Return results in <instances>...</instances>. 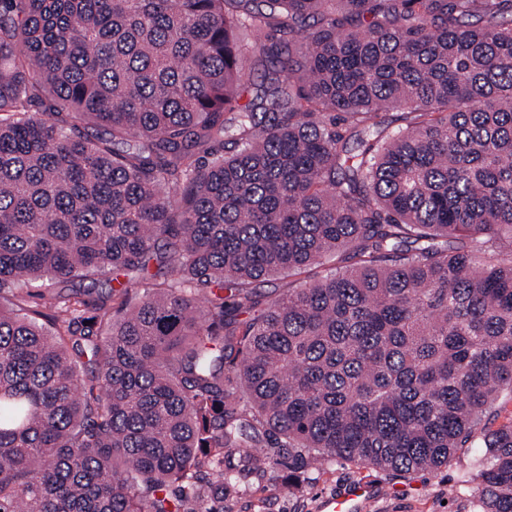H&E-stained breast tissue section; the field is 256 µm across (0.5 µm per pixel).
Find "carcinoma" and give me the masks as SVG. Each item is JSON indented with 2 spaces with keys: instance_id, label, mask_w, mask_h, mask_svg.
I'll list each match as a JSON object with an SVG mask.
<instances>
[{
  "instance_id": "carcinoma-1",
  "label": "carcinoma",
  "mask_w": 512,
  "mask_h": 512,
  "mask_svg": "<svg viewBox=\"0 0 512 512\" xmlns=\"http://www.w3.org/2000/svg\"><path fill=\"white\" fill-rule=\"evenodd\" d=\"M232 2L0 0V512H217L226 449L412 474L475 440V512H512V0ZM160 239L137 302L1 303ZM258 54H250L246 60V68L249 76V80L247 81L243 92L241 93V97L239 99V103L241 105H249L254 112L262 111L259 108L260 99L258 96H262L263 90L265 87H270L268 83H265L264 87H259L261 81V75L263 74V67L261 63L257 61ZM258 97V98H257ZM335 266V262L330 260L324 262L322 265L314 266L306 270H302L301 272L292 273L289 276L288 273H286L262 279L255 282L253 286L270 298H275L286 292L289 288H300L315 279L326 276L334 270Z\"/></svg>"
}]
</instances>
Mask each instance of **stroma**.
<instances>
[{"instance_id":"1","label":"stroma","mask_w":512,"mask_h":512,"mask_svg":"<svg viewBox=\"0 0 512 512\" xmlns=\"http://www.w3.org/2000/svg\"><path fill=\"white\" fill-rule=\"evenodd\" d=\"M483 454L479 444L458 451L447 468L437 473L411 475L375 471L345 459H329L297 466L296 488H289L286 463L270 459L266 449H234L224 453V471L231 475L224 487L223 512H319L323 497L343 493L356 483L371 488L367 499L357 501L354 512H472L478 494L470 483L460 495L448 488L465 475Z\"/></svg>"}]
</instances>
